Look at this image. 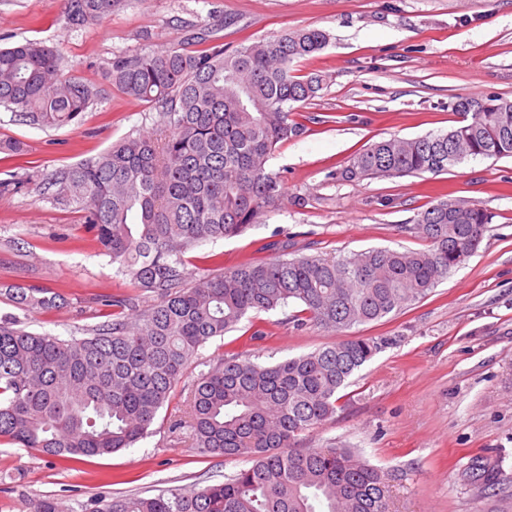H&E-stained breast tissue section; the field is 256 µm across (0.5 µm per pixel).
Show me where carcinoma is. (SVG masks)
<instances>
[{"label":"carcinoma","mask_w":512,"mask_h":512,"mask_svg":"<svg viewBox=\"0 0 512 512\" xmlns=\"http://www.w3.org/2000/svg\"><path fill=\"white\" fill-rule=\"evenodd\" d=\"M122 0H64L67 24L87 29L112 18ZM181 44L115 56L106 79L129 99L160 109L150 135H128L97 156L63 168L41 191L83 212L97 247L153 298L130 318L126 301L104 299L119 316L68 339L34 333L0 317V439L61 462L131 448L152 433L200 347L249 313L291 303L300 324L336 343L274 364L226 353L191 388L184 430L201 454L246 459L221 484L175 487L154 496L96 499L93 512H389L385 473L345 446L303 448L300 436L336 415V394L389 339L346 338L355 325L424 299L473 256L492 215L472 201L442 200L402 228L426 250L369 248L338 259L274 257L190 278L186 252L244 234L279 208L282 180L270 168L281 144L302 134L298 110L324 75L293 64L321 52L330 34L298 28L228 52L194 25ZM58 49L25 40L0 47V107L26 125L61 128L94 104L99 90L64 73ZM465 123L438 135L391 137L355 153L339 178L360 181L448 172L466 158H512V99L458 96ZM33 176L0 179V196ZM23 310L57 307L60 294L9 285ZM488 489L496 473L477 461Z\"/></svg>","instance_id":"1"}]
</instances>
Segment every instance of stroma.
<instances>
[{
    "label": "stroma",
    "mask_w": 512,
    "mask_h": 512,
    "mask_svg": "<svg viewBox=\"0 0 512 512\" xmlns=\"http://www.w3.org/2000/svg\"><path fill=\"white\" fill-rule=\"evenodd\" d=\"M216 29L226 47L299 28L330 36L296 70L326 82L307 105L317 120L282 144L270 161L284 182L280 208L238 237L208 241L185 258L193 276L207 255L225 266L257 257L262 244L293 234L296 255L335 256L370 247L424 250L401 224L443 199L474 201L492 212L478 251L423 300L359 324L348 337L397 342L365 364L339 393L337 411L304 444L342 443L389 474L390 512H512V158H470L433 176L335 179L364 146L390 137L447 132L460 95L512 98V0H125L111 20L72 30L63 0H0V46L40 40L58 47L65 71L96 84L101 96L60 129L19 122L0 107V140L26 154L0 159V172L46 176L155 128L154 106L130 100L105 78L120 53H150L183 41L182 22ZM60 292L49 311L22 310L0 296V316L27 329L70 338L111 320L108 295L145 309L151 303L91 241L83 214L61 208L37 186L0 199V285ZM296 305L247 315L234 331L201 347L152 434L134 447L66 464L33 448L0 442V512H30L51 496L65 512H91L96 496H146L174 486L223 482L243 459L202 455L173 437L197 377L227 349L256 363L315 351L336 338L295 326ZM263 338L252 339L254 329ZM497 472L487 490L469 476L473 459Z\"/></svg>",
    "instance_id": "stroma-1"
}]
</instances>
